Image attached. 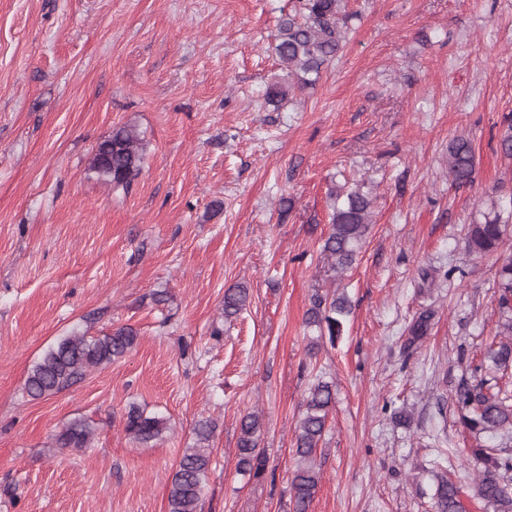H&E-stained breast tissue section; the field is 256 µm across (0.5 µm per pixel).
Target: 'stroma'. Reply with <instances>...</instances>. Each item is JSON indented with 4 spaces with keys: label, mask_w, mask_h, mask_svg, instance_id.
<instances>
[{
    "label": "stroma",
    "mask_w": 512,
    "mask_h": 512,
    "mask_svg": "<svg viewBox=\"0 0 512 512\" xmlns=\"http://www.w3.org/2000/svg\"><path fill=\"white\" fill-rule=\"evenodd\" d=\"M296 0H0V512H167L172 472L198 421L214 423L201 512H293L294 431L314 376L335 404L309 512H436L450 475L479 498L453 394L500 319L495 273L512 258L464 249L490 205L512 214V0H346L348 40L315 85L275 54ZM135 126L141 174L113 188L96 143ZM471 140L472 185L448 177ZM373 200L355 264L330 268L329 194ZM464 277H448L450 267ZM247 284L233 322L224 290ZM170 299L158 305L156 292ZM346 293L336 343L305 326L314 295ZM431 330L405 348L424 310ZM127 325L135 349L62 392L25 381L48 346ZM168 422L125 431L130 405ZM262 414V478L237 471L241 417ZM89 448H58L70 421ZM475 153L472 143L457 137L448 145V177L458 187L470 185L474 179Z\"/></svg>",
    "instance_id": "stroma-1"
}]
</instances>
